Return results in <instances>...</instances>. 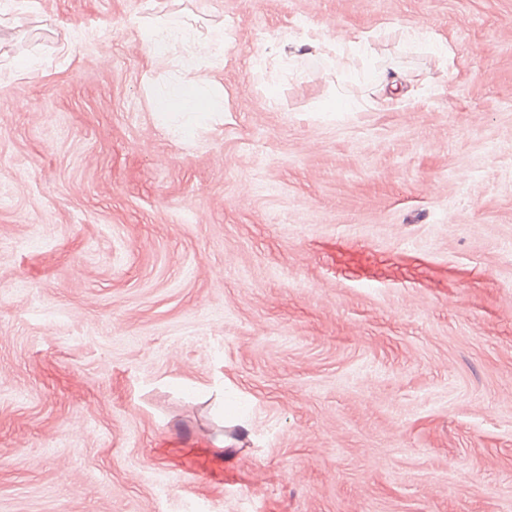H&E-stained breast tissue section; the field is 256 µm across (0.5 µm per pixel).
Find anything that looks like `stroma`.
<instances>
[{"label": "stroma", "instance_id": "stroma-1", "mask_svg": "<svg viewBox=\"0 0 512 512\" xmlns=\"http://www.w3.org/2000/svg\"><path fill=\"white\" fill-rule=\"evenodd\" d=\"M160 19L226 35L181 134ZM182 499L512 512V0H0V512ZM345 46L349 53L366 60L369 59L371 63L374 62L377 56L375 44L370 34H356L353 39L347 40Z\"/></svg>", "mask_w": 512, "mask_h": 512}]
</instances>
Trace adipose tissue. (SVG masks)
Returning a JSON list of instances; mask_svg holds the SVG:
<instances>
[{
	"instance_id": "adipose-tissue-1",
	"label": "adipose tissue",
	"mask_w": 512,
	"mask_h": 512,
	"mask_svg": "<svg viewBox=\"0 0 512 512\" xmlns=\"http://www.w3.org/2000/svg\"><path fill=\"white\" fill-rule=\"evenodd\" d=\"M141 36L155 59L175 60L178 76L175 81L157 91L154 102L162 112H215L222 110L224 100L219 96H204L200 90L208 78L200 61L203 57H216L224 52V34L215 32L209 41H198L190 26L166 22L143 27Z\"/></svg>"
}]
</instances>
